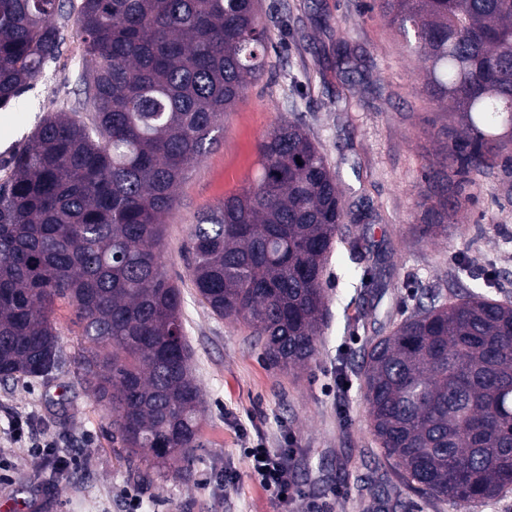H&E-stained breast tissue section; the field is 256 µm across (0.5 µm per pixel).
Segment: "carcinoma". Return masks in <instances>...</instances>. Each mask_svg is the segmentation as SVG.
I'll return each mask as SVG.
<instances>
[{"label":"carcinoma","mask_w":512,"mask_h":512,"mask_svg":"<svg viewBox=\"0 0 512 512\" xmlns=\"http://www.w3.org/2000/svg\"><path fill=\"white\" fill-rule=\"evenodd\" d=\"M423 61L422 86L460 114L420 195L421 236L460 223L463 175L512 161V0H379ZM76 15L83 110L48 115L0 185V380L65 360L56 301L81 324L77 378L109 410L112 442L190 471L203 414L162 218L248 84L266 73L259 0H0V108L23 93ZM250 186L192 225L187 269L213 314L269 364L317 352L324 277L345 213L331 163L298 121L257 144ZM457 165L460 179L448 175ZM373 437L407 487L456 506L512 490V301L419 290L412 313L361 362Z\"/></svg>","instance_id":"1"}]
</instances>
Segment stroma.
Wrapping results in <instances>:
<instances>
[{
  "label": "stroma",
  "instance_id": "obj_1",
  "mask_svg": "<svg viewBox=\"0 0 512 512\" xmlns=\"http://www.w3.org/2000/svg\"><path fill=\"white\" fill-rule=\"evenodd\" d=\"M270 37L265 76L224 114L219 142L188 170L179 204L164 218L165 271L180 289L191 368L203 399L199 446L190 474L172 461L144 482L113 443L107 411L77 382L81 329L59 302L54 320L66 365L57 377L0 382V512H278L246 477L240 448L262 442L295 451L294 477L332 512H512V492L462 508L404 489L371 432L359 371L366 343L415 306L416 288L436 283L447 298L469 288L512 301V176L494 168L471 176L462 223L433 240L417 231L422 173L442 126L456 115L428 100L419 63L407 54L376 0H261ZM64 42L42 76L0 111V184L7 161L36 126L61 107H78L84 71L74 17L60 21ZM358 58L347 80L341 51ZM302 122L336 174L350 235L388 257L380 280L365 276L347 244L327 264V313L318 353L307 367L268 366L239 326L202 304L184 245L197 215L253 183L256 146L278 121ZM344 386H337V378ZM66 452L68 466L28 453L32 434ZM234 471L225 490L217 480Z\"/></svg>",
  "mask_w": 512,
  "mask_h": 512
}]
</instances>
